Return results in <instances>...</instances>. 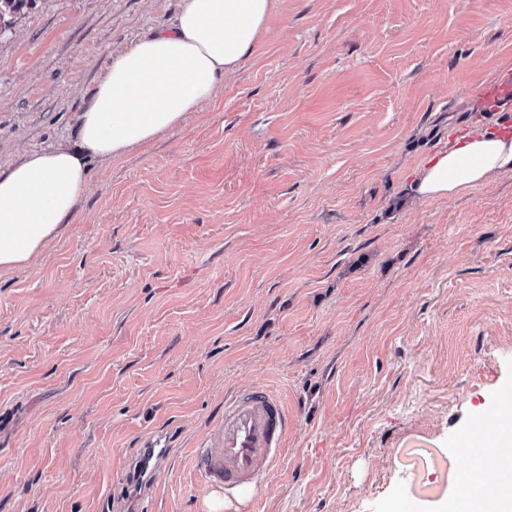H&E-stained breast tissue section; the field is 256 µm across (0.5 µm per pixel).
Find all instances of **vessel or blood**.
<instances>
[{"label":"vessel or blood","mask_w":512,"mask_h":512,"mask_svg":"<svg viewBox=\"0 0 512 512\" xmlns=\"http://www.w3.org/2000/svg\"><path fill=\"white\" fill-rule=\"evenodd\" d=\"M482 96L494 103L496 111L512 110V72L484 85ZM511 426V418L494 416L475 428L470 441L487 457H496L498 438ZM288 427L285 404L266 387L255 386L225 398L223 421L204 435L197 448L198 477L217 491L258 488L282 456ZM167 456V448L151 442L130 462L141 495H150L154 473Z\"/></svg>","instance_id":"vessel-or-blood-1"}]
</instances>
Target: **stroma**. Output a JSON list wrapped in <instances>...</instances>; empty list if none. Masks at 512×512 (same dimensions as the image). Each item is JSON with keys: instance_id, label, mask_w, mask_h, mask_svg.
Instances as JSON below:
<instances>
[{"instance_id": "obj_1", "label": "stroma", "mask_w": 512, "mask_h": 512, "mask_svg": "<svg viewBox=\"0 0 512 512\" xmlns=\"http://www.w3.org/2000/svg\"><path fill=\"white\" fill-rule=\"evenodd\" d=\"M179 0H28L0 28V169L74 141L111 56ZM512 70V0H278L223 92L104 165L0 273V512H391L457 491L456 440L512 387V174L412 173ZM286 400L250 495L197 479L226 393ZM163 437L152 497L126 466Z\"/></svg>"}]
</instances>
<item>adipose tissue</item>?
I'll list each match as a JSON object with an SVG mask.
<instances>
[{"mask_svg": "<svg viewBox=\"0 0 512 512\" xmlns=\"http://www.w3.org/2000/svg\"><path fill=\"white\" fill-rule=\"evenodd\" d=\"M277 0H180L172 25L111 59L79 117L77 147L28 152L0 170V272L33 266L72 221L88 162L112 163L183 124L215 99L267 31ZM512 173V137L475 128L426 157L411 190L421 199L466 193ZM488 459L465 449L460 488L447 512H512V429Z\"/></svg>", "mask_w": 512, "mask_h": 512, "instance_id": "ef3b65f1", "label": "adipose tissue"}]
</instances>
